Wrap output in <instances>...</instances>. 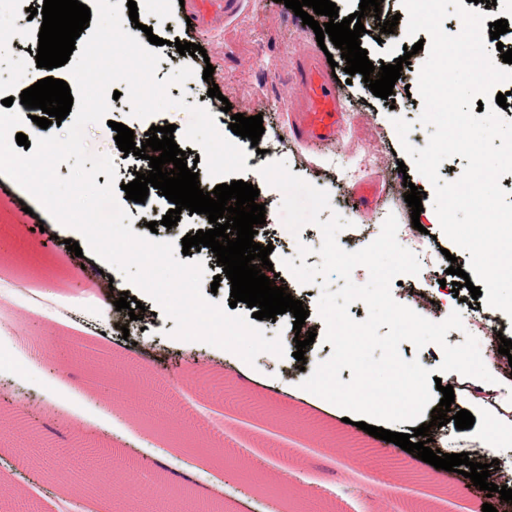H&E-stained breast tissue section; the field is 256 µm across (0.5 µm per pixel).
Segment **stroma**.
<instances>
[{
    "mask_svg": "<svg viewBox=\"0 0 512 512\" xmlns=\"http://www.w3.org/2000/svg\"><path fill=\"white\" fill-rule=\"evenodd\" d=\"M43 0H0V100L18 97L27 81L24 72L36 62L37 39L28 33L29 8H42ZM401 0H384L380 16H365L361 46L372 63H393L407 45L405 23L393 33L381 34L379 21L402 12ZM139 21L163 38V56L156 73L164 79L173 59L193 67L194 77L169 90L172 98L193 104L198 90L217 84L231 112L212 107L221 132H228L232 114L262 115L265 154L252 157L242 173L244 182L260 191L265 205L264 225L254 237L274 246L269 259L309 315L305 330H316L317 339L296 360L292 314L276 320H260L266 337H280L284 356L260 354L250 377L240 372L239 357L228 350L199 343L186 348L170 335L175 323L148 295L126 281L122 274L100 270L91 250L82 256L66 248L80 241L74 229L53 220L43 208L19 221L17 198L24 190L11 179L0 182V355L14 367L0 370V415L24 404L27 435L22 447L33 449L37 463L18 464L9 443L0 442V512H11L13 497L38 502L42 512H109L104 497L79 492L67 495L55 482L43 479L38 466L48 456H60L73 448L76 430L92 434L96 445L123 450L127 459L160 466V477L189 471L194 485L206 489L209 500L222 512H482L484 503L500 506L499 495H486L461 474L434 468L395 444L374 438L348 424L347 410L326 400L303 401L284 394V386H299L307 372L333 352L322 335L325 326L317 311L319 284H303L282 264L296 240L312 250L307 264H319L322 236L318 228L305 226L293 235L280 213L282 192L266 184L258 168L271 160H285L291 171L308 183L328 191L330 210L351 221L340 232L342 248L355 251L378 236L388 215L400 224L411 221V207L404 196L407 184L423 191L425 212H432L430 182L414 167L398 172L407 156L402 150L392 117L417 121L422 111L419 94H407L406 85L418 82L428 55H412L410 68L395 83L391 99L376 97L362 74L347 76L337 71L343 101V121L330 141L295 139L290 111L295 106L292 70L297 59L318 52L313 30L303 25L283 0H245L239 15L225 27L200 25L185 30L176 0H142ZM187 41L205 49L208 63L179 55L175 41ZM213 66L211 81H204L205 66ZM126 125L141 143L151 126H162L166 113L147 120L132 116L126 99L112 101L106 121L85 130L88 150L112 156L118 183L134 178L136 162L119 150L109 131L110 122ZM123 207L132 216L131 227L150 233L143 211L130 200ZM208 223L206 215L183 212L177 226L159 227L155 240L181 243ZM454 282L445 271L422 269L418 277H403L392 285L394 299L432 321L444 320L453 310L469 314L468 289L443 300L438 308L415 305L407 286L425 284L436 293V280ZM35 289L48 311L28 312L11 290L14 282ZM128 293L145 307L142 319L129 328L133 336L154 345L153 356L132 364L125 341L113 329L114 302ZM102 349L112 359L108 366H91L86 359H59L74 337ZM452 386L454 410L465 409L475 418L472 428L459 430L454 423L437 428L430 444L441 453H462L487 447V430L496 413L471 395L479 382L458 373L440 376Z\"/></svg>",
    "mask_w": 512,
    "mask_h": 512,
    "instance_id": "1",
    "label": "stroma"
}]
</instances>
